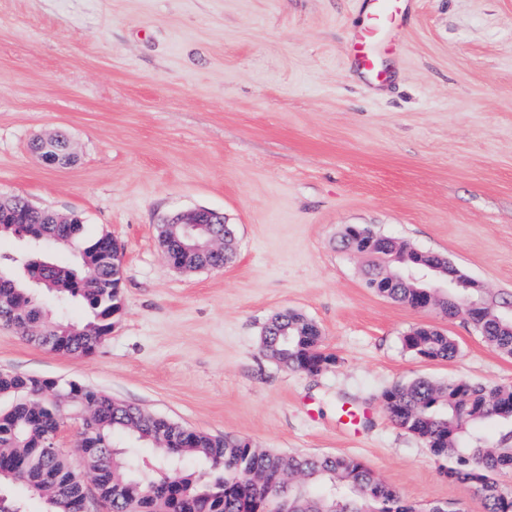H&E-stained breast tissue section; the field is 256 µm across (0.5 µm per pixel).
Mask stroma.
<instances>
[{
	"mask_svg": "<svg viewBox=\"0 0 512 512\" xmlns=\"http://www.w3.org/2000/svg\"><path fill=\"white\" fill-rule=\"evenodd\" d=\"M404 2L378 86L349 64L360 0H0V198L123 248L122 312L99 347L54 353L0 326V372L268 451L354 456L410 502L484 512L381 393L420 377L512 385V356L466 317L367 288L339 239L364 224L512 292V0ZM60 134L75 160L47 166L31 143ZM198 208L237 227L224 269L181 272L160 248V224ZM287 309L317 323L334 367L262 352ZM419 325L458 356L408 352ZM346 404L358 429L338 423Z\"/></svg>",
	"mask_w": 512,
	"mask_h": 512,
	"instance_id": "stroma-1",
	"label": "stroma"
}]
</instances>
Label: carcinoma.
Instances as JSON below:
<instances>
[{
	"label": "carcinoma",
	"instance_id": "1",
	"mask_svg": "<svg viewBox=\"0 0 512 512\" xmlns=\"http://www.w3.org/2000/svg\"><path fill=\"white\" fill-rule=\"evenodd\" d=\"M26 214L25 224H0V235L25 239L37 249L47 242L73 247L75 267L47 256L18 260L0 254V326L14 329L46 350L69 355L92 353L104 339L100 318L112 308L109 239H87L83 224H54L50 211L15 200ZM49 293L60 306L78 301L87 319L75 324L55 314L40 299ZM378 292L393 301L416 307L418 289L396 282ZM472 326L494 350L512 356V293L498 294ZM261 346L271 359L291 371L312 372L336 365L326 352L319 327L303 315L282 311L262 330ZM413 355L448 361L459 352L456 341L429 326L403 336ZM67 384L50 386L37 377L0 373V481H19L25 492L39 498L44 512H69L71 499L85 492L80 460L95 473L98 499L112 502V512H175L178 499L193 512H240L242 503L263 505L265 512H421L399 491L359 460L346 456H298L263 451L232 436L216 437L86 388L80 403H63ZM390 420L418 437L437 459L448 463V481L470 487L485 512H512V386L424 378L397 384L382 392ZM63 410L85 412L82 421L83 458L46 451L60 428ZM499 427L498 438L487 442L482 427ZM132 437L156 447V469L146 474L136 454L120 439ZM201 465L185 468V461Z\"/></svg>",
	"mask_w": 512,
	"mask_h": 512
}]
</instances>
